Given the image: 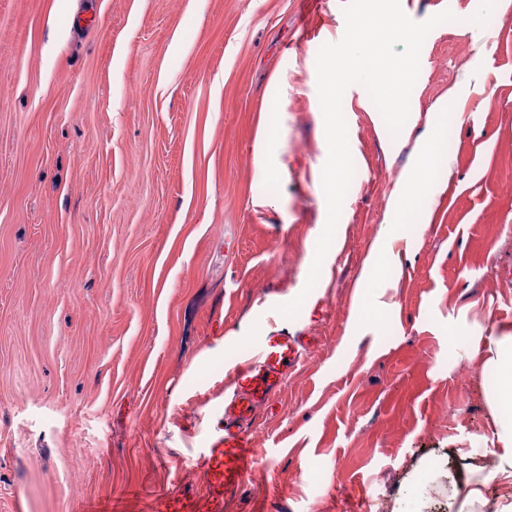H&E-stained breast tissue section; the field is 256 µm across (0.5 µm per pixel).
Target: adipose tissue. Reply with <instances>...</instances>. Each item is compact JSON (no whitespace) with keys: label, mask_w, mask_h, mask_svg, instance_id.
Listing matches in <instances>:
<instances>
[{"label":"adipose tissue","mask_w":512,"mask_h":512,"mask_svg":"<svg viewBox=\"0 0 512 512\" xmlns=\"http://www.w3.org/2000/svg\"><path fill=\"white\" fill-rule=\"evenodd\" d=\"M446 143L447 133L443 125L427 121L425 132L418 141L413 167L393 192L387 212L389 223L398 227L410 224L416 216L427 212L424 185L431 171L444 163ZM283 148L281 125L267 118L261 119L253 146L257 178L287 179L288 167L281 158ZM490 350L498 380L493 400L500 410L509 415L508 420L500 422L495 431L493 453L498 457L499 465L492 477L503 486L512 487V334L492 340Z\"/></svg>","instance_id":"adipose-tissue-1"}]
</instances>
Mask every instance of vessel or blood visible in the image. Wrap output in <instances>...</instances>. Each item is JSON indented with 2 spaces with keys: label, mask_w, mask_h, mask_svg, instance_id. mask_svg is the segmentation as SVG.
Returning a JSON list of instances; mask_svg holds the SVG:
<instances>
[{
  "label": "vessel or blood",
  "mask_w": 512,
  "mask_h": 512,
  "mask_svg": "<svg viewBox=\"0 0 512 512\" xmlns=\"http://www.w3.org/2000/svg\"><path fill=\"white\" fill-rule=\"evenodd\" d=\"M312 337L275 330L262 337L254 354L237 364L224 416L208 448L193 460L202 487L161 497L155 512H229L256 466V420L276 400Z\"/></svg>",
  "instance_id": "obj_1"
}]
</instances>
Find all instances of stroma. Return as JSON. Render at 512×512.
Instances as JSON below:
<instances>
[{
    "instance_id": "stroma-1",
    "label": "stroma",
    "mask_w": 512,
    "mask_h": 512,
    "mask_svg": "<svg viewBox=\"0 0 512 512\" xmlns=\"http://www.w3.org/2000/svg\"><path fill=\"white\" fill-rule=\"evenodd\" d=\"M401 7L453 14L410 94L446 114L431 217L386 224L417 137L351 85L355 174L313 288L330 313L289 318L323 231L316 58L341 0L305 42L303 0H0V512H153L199 487L235 365L280 328L316 343L260 415L265 475L232 512H483L456 451L493 440L497 377L471 346L512 332V6ZM275 69L284 182L252 152Z\"/></svg>"
}]
</instances>
